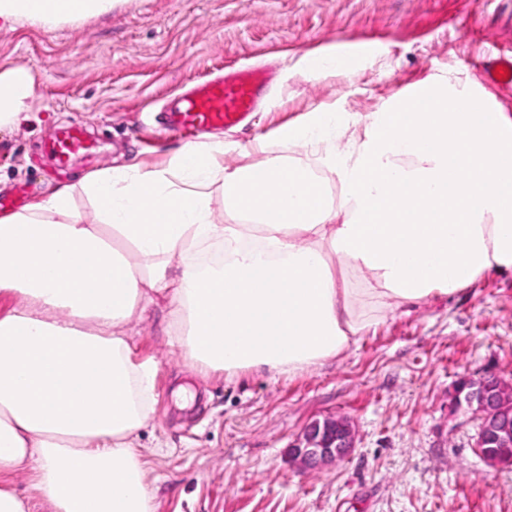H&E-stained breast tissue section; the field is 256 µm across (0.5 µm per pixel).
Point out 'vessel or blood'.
Segmentation results:
<instances>
[{"label":"vessel or blood","mask_w":512,"mask_h":512,"mask_svg":"<svg viewBox=\"0 0 512 512\" xmlns=\"http://www.w3.org/2000/svg\"><path fill=\"white\" fill-rule=\"evenodd\" d=\"M488 83L512 87V55L501 54L482 72ZM266 76L262 70L225 67L223 75L200 81L173 107L168 116L171 129L202 134L216 127L238 125L253 112L261 98ZM57 166H68L78 155L93 154L96 146L87 139L80 123H71L45 145Z\"/></svg>","instance_id":"1"}]
</instances>
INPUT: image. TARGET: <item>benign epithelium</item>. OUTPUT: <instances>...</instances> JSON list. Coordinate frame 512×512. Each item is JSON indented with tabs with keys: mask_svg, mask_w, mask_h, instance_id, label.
I'll use <instances>...</instances> for the list:
<instances>
[{
	"mask_svg": "<svg viewBox=\"0 0 512 512\" xmlns=\"http://www.w3.org/2000/svg\"><path fill=\"white\" fill-rule=\"evenodd\" d=\"M512 396V382L493 373L479 379H466L455 391L454 407L467 406L480 420L476 441L478 453L497 470L512 469V416L501 406V399ZM354 448L349 421L329 417L305 428L290 455L308 470L328 463H340Z\"/></svg>",
	"mask_w": 512,
	"mask_h": 512,
	"instance_id": "7a95c632",
	"label": "benign epithelium"
}]
</instances>
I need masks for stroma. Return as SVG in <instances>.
Returning <instances> with one entry per match:
<instances>
[{
    "label": "stroma",
    "mask_w": 512,
    "mask_h": 512,
    "mask_svg": "<svg viewBox=\"0 0 512 512\" xmlns=\"http://www.w3.org/2000/svg\"><path fill=\"white\" fill-rule=\"evenodd\" d=\"M331 47L354 73L304 67ZM508 51L512 0H112L94 17L21 21L0 30V72L30 71L33 118L0 129V202L27 206L101 168L166 165L184 140L161 132L162 105L228 65L268 71L247 121L217 131L232 168L263 160L239 145L277 142L313 110L362 117L433 78L477 79ZM72 121L98 153L60 172L42 143ZM162 326L156 309L129 330L158 364L154 420L139 438L157 512H512V471L482 461L479 419L450 408L463 379L512 380V273L388 315L292 376H201ZM330 416L350 422L355 448L303 471L288 449Z\"/></svg>",
    "instance_id": "stroma-1"
}]
</instances>
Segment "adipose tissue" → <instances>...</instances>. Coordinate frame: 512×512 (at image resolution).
<instances>
[{"label":"adipose tissue","mask_w":512,"mask_h":512,"mask_svg":"<svg viewBox=\"0 0 512 512\" xmlns=\"http://www.w3.org/2000/svg\"><path fill=\"white\" fill-rule=\"evenodd\" d=\"M112 0H0V29L96 16ZM28 70L0 72V127L26 118ZM480 106L474 115L472 106ZM355 121L318 109L286 143L326 135L332 204L307 166L226 171L224 141L163 167H107L0 216V512H29L5 482L31 472L52 512H156L135 442L153 420L156 365L130 325L164 311L196 371L296 374L338 357L381 316L512 271V117L457 77L399 93ZM230 221L217 223L212 191ZM96 223L83 221L76 194ZM364 283L353 287L348 272Z\"/></svg>","instance_id":"ef3b65f1"}]
</instances>
